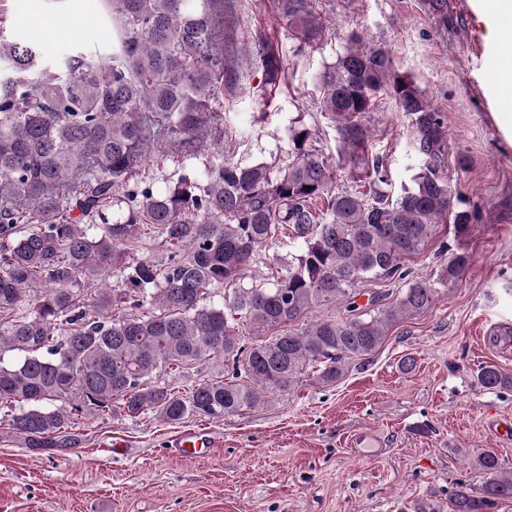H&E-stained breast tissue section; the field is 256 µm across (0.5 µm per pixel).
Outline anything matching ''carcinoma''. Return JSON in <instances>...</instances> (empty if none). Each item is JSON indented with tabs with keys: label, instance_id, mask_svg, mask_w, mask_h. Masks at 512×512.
<instances>
[{
	"label": "carcinoma",
	"instance_id": "1",
	"mask_svg": "<svg viewBox=\"0 0 512 512\" xmlns=\"http://www.w3.org/2000/svg\"><path fill=\"white\" fill-rule=\"evenodd\" d=\"M313 0H277L294 39L314 47L323 26ZM112 25L105 59L68 54L44 66L33 46L0 36V418L23 447L49 459L77 447L73 417L156 412L221 420L288 392L307 366L334 382L345 359L371 355L388 328L433 308L471 256L463 248L432 277L390 303L356 300L355 284L408 277L402 261L420 254L441 224L457 241L478 213L442 176L444 120L386 49L353 33L320 73L322 112L361 168L383 181L379 162H359L371 135L365 119L385 94L408 117L422 165L393 202L363 190L337 191L336 169L312 148L306 127H289L284 164L243 163L218 152L164 192L140 178L150 153L176 152L183 166L218 128L224 83L241 80L240 61L276 84L280 55L259 45L247 55L229 21L234 0H103ZM300 242L266 287L243 285L258 250L282 231ZM157 232L164 257L134 256ZM123 287L81 295V282L107 271ZM224 286V303L211 288ZM343 317L286 327L323 302ZM30 309L18 315L23 303ZM272 335H267L269 330ZM257 343L243 345V333ZM16 358L6 363L4 353ZM224 359V379L183 396L155 381L188 363ZM486 389H512L495 365L478 374ZM486 479L461 483L450 512H491L512 498V472L494 452L478 458Z\"/></svg>",
	"mask_w": 512,
	"mask_h": 512
}]
</instances>
